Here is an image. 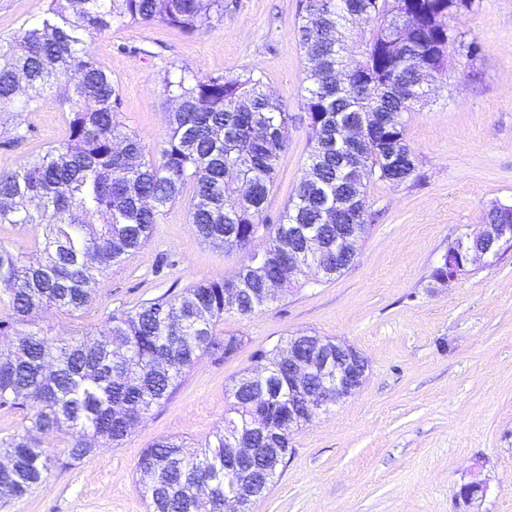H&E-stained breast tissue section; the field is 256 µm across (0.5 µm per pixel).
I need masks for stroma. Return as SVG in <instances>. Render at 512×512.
<instances>
[{
  "label": "stroma",
  "mask_w": 512,
  "mask_h": 512,
  "mask_svg": "<svg viewBox=\"0 0 512 512\" xmlns=\"http://www.w3.org/2000/svg\"><path fill=\"white\" fill-rule=\"evenodd\" d=\"M49 2L0 0V39H13ZM298 10L299 0H224V19L211 30L116 24L91 46L118 83L122 122L154 151L168 132L165 76H261L292 117L264 204L269 224L278 223L309 150ZM450 24L476 38L481 53L472 62L449 54L434 94L407 115L417 169L398 187L368 180V229L354 263L327 282L300 277L256 315L225 317V331L244 338L235 356L201 361L122 447L53 471L0 512H146L136 487L141 451L162 437L193 446L212 438L224 424L226 387L254 367L257 351L298 333L353 345L368 361L367 379L293 432L285 470L251 512H512V254L444 287L430 278L459 229L482 224L491 203L512 205V0H476ZM65 117L54 97L44 98L23 113L30 133L17 145L16 119L0 115V170L64 140ZM244 259L201 242L179 198L148 245L100 277L86 321L224 280ZM475 475L486 493L463 499L460 487Z\"/></svg>",
  "instance_id": "35a3bbf8"
}]
</instances>
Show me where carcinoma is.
Returning a JSON list of instances; mask_svg holds the SVG:
<instances>
[{"label": "carcinoma", "mask_w": 512, "mask_h": 512, "mask_svg": "<svg viewBox=\"0 0 512 512\" xmlns=\"http://www.w3.org/2000/svg\"><path fill=\"white\" fill-rule=\"evenodd\" d=\"M475 0H301L295 26L305 52L304 90L310 152L279 223L266 224L264 203L288 148L291 117L254 72L165 78L173 103L168 137L150 151L120 121L122 98L91 42L115 23H161L184 34L224 18V0H51L44 15L0 42V112H32L46 93L67 107L66 138L27 164L0 171V224H36L42 237L27 249L0 243V411L21 417L0 434V497L33 493L54 470H67L109 445L121 447L150 412L169 400L186 374L207 357L234 355L242 337L224 335V316L249 317L284 288L288 252L303 237L292 225L321 227L326 246L364 201L365 180L398 187L415 172L404 114L421 103L422 65L445 69L448 46L469 61L475 39L448 19ZM368 28L358 32L354 20ZM349 79L336 84V71ZM372 113L360 151L362 181L346 171L336 127ZM192 190L189 223L217 249L246 260L221 282L198 281L110 315L100 326L52 335L45 313L76 323L91 307L98 278L151 240L168 204ZM264 258L253 261L258 229ZM239 289L238 308L224 290ZM252 368L227 390L226 430L198 449L164 437L137 462L146 512H238L263 497L276 471L262 457L254 485L240 478L224 448L227 434L261 426L252 448H286L306 423L288 426V369L277 350H260ZM67 436L63 447L48 439Z\"/></svg>", "instance_id": "cac0c4a2"}]
</instances>
